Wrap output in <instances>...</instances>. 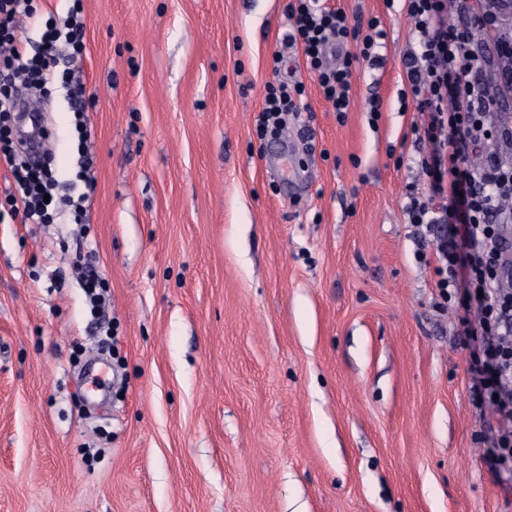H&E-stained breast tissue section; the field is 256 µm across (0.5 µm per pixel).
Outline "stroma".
<instances>
[{
  "label": "stroma",
  "instance_id": "stroma-1",
  "mask_svg": "<svg viewBox=\"0 0 512 512\" xmlns=\"http://www.w3.org/2000/svg\"><path fill=\"white\" fill-rule=\"evenodd\" d=\"M286 3L83 0L85 53L57 44L90 133L58 88L44 147L59 193L86 191L82 147L96 182L85 223L24 224L0 167V512H512L404 213L414 21L333 0L387 33L340 122L285 45ZM276 78L308 110L261 140ZM58 79L63 89L66 90V95L76 120L75 127L79 134V140L81 141L87 135V123L83 111L84 84L68 71H63Z\"/></svg>",
  "mask_w": 512,
  "mask_h": 512
}]
</instances>
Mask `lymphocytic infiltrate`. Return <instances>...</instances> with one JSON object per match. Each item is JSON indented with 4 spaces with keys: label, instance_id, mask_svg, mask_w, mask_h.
I'll return each instance as SVG.
<instances>
[{
    "label": "lymphocytic infiltrate",
    "instance_id": "obj_1",
    "mask_svg": "<svg viewBox=\"0 0 512 512\" xmlns=\"http://www.w3.org/2000/svg\"><path fill=\"white\" fill-rule=\"evenodd\" d=\"M467 16L461 25L445 20L446 0H404L415 29L406 53L407 95L417 114L412 125L416 142L430 144L415 165L423 182L406 184L404 212L415 227L429 231L423 247L435 256L440 297L455 310L471 341L476 379L470 388L473 404L489 411L496 424L486 458L497 473L512 476V292L502 283L512 278V255L504 237L512 214L501 210L496 188L508 175L496 155V144L512 137L492 106L491 81L482 77V62L471 49L474 28L484 29L488 45L497 37L483 10V0H459ZM80 0L68 9V20L44 22L41 41H58L82 54L86 45L78 17ZM33 0H0V117L15 108L16 82L44 88L60 82L75 116L79 136H86L84 85L71 72L55 74L52 60L31 56L21 17H34ZM287 43L301 53L338 117L352 105L353 66H380L386 37L378 23L368 34L352 26L345 11L328 0H288ZM360 40L359 55L347 53L349 41ZM303 89L285 81L268 83L255 119V132L265 139L279 129L285 115L300 112ZM482 162H474V154ZM0 165L11 172L16 191L8 197L13 215L23 223L42 224L65 217L80 224L87 212V194L78 199L53 196L57 182L50 165L22 161L5 128H0Z\"/></svg>",
    "mask_w": 512,
    "mask_h": 512
}]
</instances>
